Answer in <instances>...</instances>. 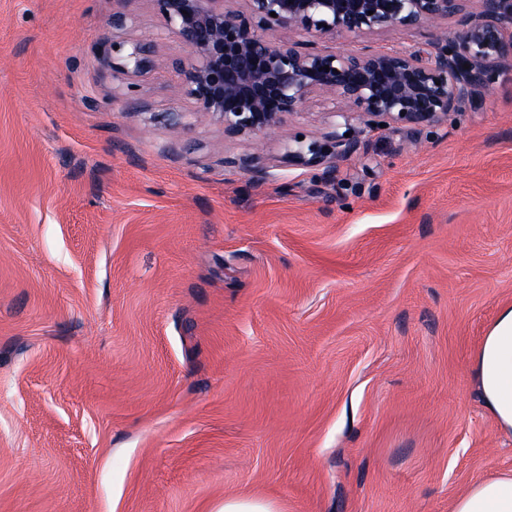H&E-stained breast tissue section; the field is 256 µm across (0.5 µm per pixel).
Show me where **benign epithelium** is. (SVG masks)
<instances>
[{
    "label": "benign epithelium",
    "mask_w": 512,
    "mask_h": 512,
    "mask_svg": "<svg viewBox=\"0 0 512 512\" xmlns=\"http://www.w3.org/2000/svg\"><path fill=\"white\" fill-rule=\"evenodd\" d=\"M153 2L187 51L181 93L193 112L220 121L224 135L277 133L307 100H340L344 131L333 130L321 143L288 140V162L322 168L325 181L335 178L338 161L360 149L366 131L382 123L436 126L481 105L504 68L512 67V0H478L475 11L467 0H242V9L226 8L224 0ZM448 18L456 19L455 31L426 52L326 53L295 40L298 34L363 36ZM112 45V67L129 78L157 63L150 44ZM224 164L256 179L263 174L255 156L228 157Z\"/></svg>",
    "instance_id": "1"
}]
</instances>
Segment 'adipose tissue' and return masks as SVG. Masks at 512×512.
<instances>
[{
    "instance_id": "ef3b65f1",
    "label": "adipose tissue",
    "mask_w": 512,
    "mask_h": 512,
    "mask_svg": "<svg viewBox=\"0 0 512 512\" xmlns=\"http://www.w3.org/2000/svg\"><path fill=\"white\" fill-rule=\"evenodd\" d=\"M479 397L498 433L512 439V306L500 309L473 357ZM449 512H512V472L471 484Z\"/></svg>"
}]
</instances>
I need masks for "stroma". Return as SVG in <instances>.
<instances>
[{"label":"stroma","instance_id":"1","mask_svg":"<svg viewBox=\"0 0 512 512\" xmlns=\"http://www.w3.org/2000/svg\"><path fill=\"white\" fill-rule=\"evenodd\" d=\"M126 38L159 56L137 80ZM185 54L152 0H0V512H448L511 470L472 358L512 305V72L327 182L285 135L190 114ZM249 154L262 179L224 164ZM118 46V49H114ZM114 53L117 55L114 62ZM157 57L151 44L136 40L113 41L112 69L120 71L128 78L140 77L155 67ZM219 512H280L274 503L260 498H225Z\"/></svg>","mask_w":512,"mask_h":512}]
</instances>
